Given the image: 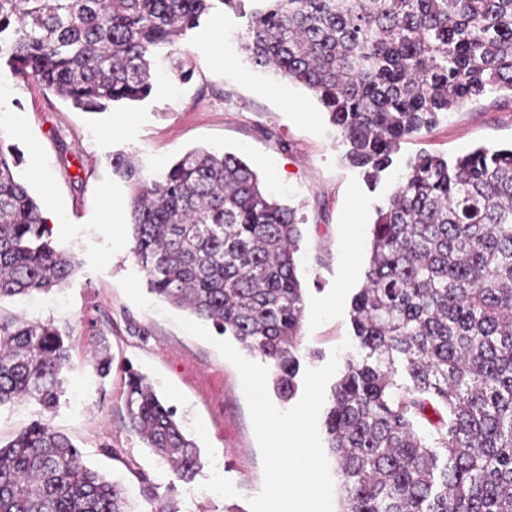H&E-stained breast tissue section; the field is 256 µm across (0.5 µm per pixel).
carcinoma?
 I'll return each instance as SVG.
<instances>
[{"instance_id": "cac0c4a2", "label": "carcinoma", "mask_w": 512, "mask_h": 512, "mask_svg": "<svg viewBox=\"0 0 512 512\" xmlns=\"http://www.w3.org/2000/svg\"><path fill=\"white\" fill-rule=\"evenodd\" d=\"M247 18L254 68L308 89L376 184L399 144L494 93L512 101V0H0V63L76 108L147 97L152 58L214 2ZM258 1L261 8H246ZM0 139V302L66 282L75 261ZM134 180L131 253L148 290L269 361L298 389L304 297L297 210L235 154L187 152ZM365 358L347 362L324 415L341 512H512V148L450 162L421 152L376 209L365 283L351 301ZM89 364L105 378L106 340ZM405 362L408 382L396 380ZM70 361L50 322L0 318V408L53 412ZM130 428L191 480L200 451L146 376L129 372ZM0 512H131L127 488L88 466L48 421L0 444Z\"/></svg>"}]
</instances>
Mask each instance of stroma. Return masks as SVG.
Segmentation results:
<instances>
[{
  "label": "stroma",
  "instance_id": "1",
  "mask_svg": "<svg viewBox=\"0 0 512 512\" xmlns=\"http://www.w3.org/2000/svg\"><path fill=\"white\" fill-rule=\"evenodd\" d=\"M246 20L217 5L175 49L154 59L149 97L103 112L75 109L38 83L0 70V139L23 154L17 168L42 213L54 215L57 247L79 267L60 288L0 303V317L52 322L69 333L63 395L45 416L35 400L0 409V440L49 418L107 479L124 484L132 512H251L264 485L261 451L237 368L209 342L183 331L176 308L146 287L133 259L130 187L116 154L146 174L168 170L194 149L228 151L253 166L305 222L299 273L305 321L302 368L362 359L350 306L365 280L374 207L397 186L407 161L426 151L448 159L479 147L512 146V106L486 98L407 138L376 189L342 158L334 129L302 87L255 71L241 49ZM104 337L112 370L88 363L90 339ZM146 374L197 443L202 467L189 481L130 430L126 370Z\"/></svg>",
  "mask_w": 512,
  "mask_h": 512
}]
</instances>
